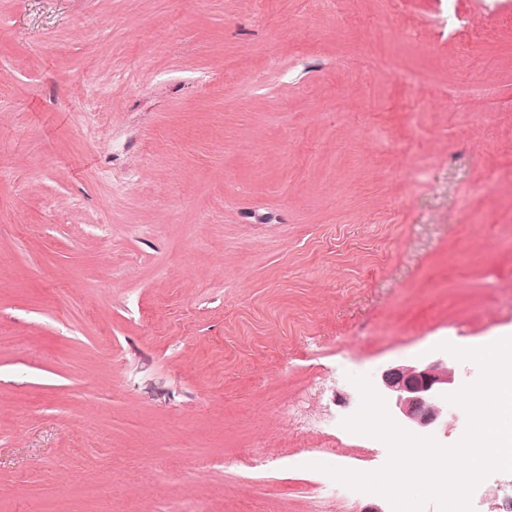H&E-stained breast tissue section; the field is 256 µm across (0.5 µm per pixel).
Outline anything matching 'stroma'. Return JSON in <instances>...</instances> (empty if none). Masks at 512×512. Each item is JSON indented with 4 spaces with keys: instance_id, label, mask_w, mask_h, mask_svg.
Segmentation results:
<instances>
[{
    "instance_id": "stroma-1",
    "label": "stroma",
    "mask_w": 512,
    "mask_h": 512,
    "mask_svg": "<svg viewBox=\"0 0 512 512\" xmlns=\"http://www.w3.org/2000/svg\"><path fill=\"white\" fill-rule=\"evenodd\" d=\"M446 10L0 0V512H310L389 450L293 439L304 387L341 422L354 377L512 335V21Z\"/></svg>"
}]
</instances>
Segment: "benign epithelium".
I'll return each instance as SVG.
<instances>
[{"label": "benign epithelium", "mask_w": 512, "mask_h": 512, "mask_svg": "<svg viewBox=\"0 0 512 512\" xmlns=\"http://www.w3.org/2000/svg\"><path fill=\"white\" fill-rule=\"evenodd\" d=\"M375 387L387 400L397 424L425 436L448 430V424L442 422V405L457 383L447 360L389 366L379 373Z\"/></svg>", "instance_id": "obj_1"}]
</instances>
